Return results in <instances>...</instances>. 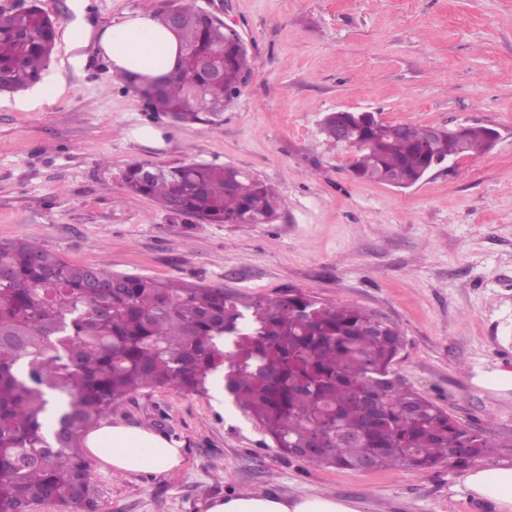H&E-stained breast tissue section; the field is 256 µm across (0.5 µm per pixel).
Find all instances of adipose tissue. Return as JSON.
Here are the masks:
<instances>
[{"label": "adipose tissue", "instance_id": "adipose-tissue-1", "mask_svg": "<svg viewBox=\"0 0 512 512\" xmlns=\"http://www.w3.org/2000/svg\"><path fill=\"white\" fill-rule=\"evenodd\" d=\"M76 44L96 41L113 70L150 80L175 67L179 39L151 14L128 13L95 30L76 27ZM89 451L111 466L113 473H156L178 468L182 454L167 439L144 429L104 425L85 439ZM476 496L492 502L498 512H512V466L476 468L466 476ZM207 512H359L356 505L329 497L284 499L272 495H238L212 504Z\"/></svg>", "mask_w": 512, "mask_h": 512}]
</instances>
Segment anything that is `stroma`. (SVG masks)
<instances>
[{"label": "stroma", "instance_id": "stroma-1", "mask_svg": "<svg viewBox=\"0 0 512 512\" xmlns=\"http://www.w3.org/2000/svg\"><path fill=\"white\" fill-rule=\"evenodd\" d=\"M179 0H42L59 21L38 84L0 94V242L39 241L75 264L220 287L248 301L299 288L395 322L393 371L495 440L478 466L512 465V0H197L241 35V92L219 124L176 126L114 78L78 22L160 14ZM367 110L391 125L491 126L490 151L433 169L408 189L363 181L322 113ZM158 132L159 144L132 131ZM235 165L271 184L269 224L176 217L120 180L150 168ZM109 425L178 446L180 469L91 473L102 512H207L240 493L329 496L360 512H495L465 471L315 467L284 454L225 391L169 386L113 408Z\"/></svg>", "mask_w": 512, "mask_h": 512}]
</instances>
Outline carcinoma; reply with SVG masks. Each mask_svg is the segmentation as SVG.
Returning <instances> with one entry per match:
<instances>
[{"label":"carcinoma","mask_w":512,"mask_h":512,"mask_svg":"<svg viewBox=\"0 0 512 512\" xmlns=\"http://www.w3.org/2000/svg\"><path fill=\"white\" fill-rule=\"evenodd\" d=\"M32 0L0 10V92L41 78L57 19ZM181 43L158 82L121 75L154 111L181 125H212L239 90L247 50L239 33L183 0L158 21ZM221 53L224 74L200 67ZM351 124L354 174L411 185L448 150L488 151L474 132L461 144L444 128L387 125L371 113L329 112L320 131L334 142ZM124 188L168 212L209 224H267L280 203L251 172L210 163L147 168L130 164ZM399 328L348 306L322 304L298 289L245 307L222 288L72 264L33 240L0 242V512L52 501L64 512H99L100 492L81 448L83 432L143 389L173 386L205 395L220 382L282 451L313 466L424 470L470 466L499 444L462 425L412 387L391 382L403 349ZM57 399L50 408V398ZM321 448L307 453L315 443Z\"/></svg>","instance_id":"1"}]
</instances>
